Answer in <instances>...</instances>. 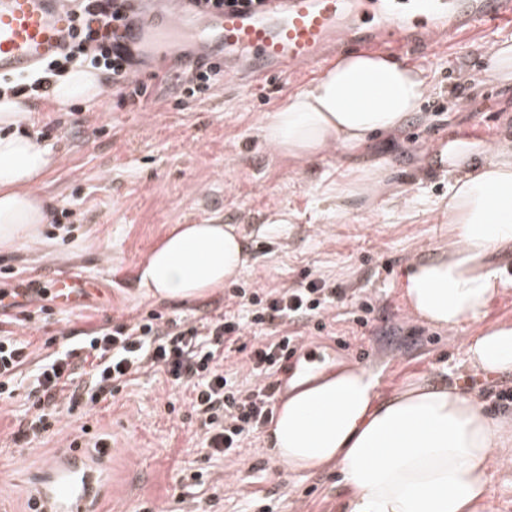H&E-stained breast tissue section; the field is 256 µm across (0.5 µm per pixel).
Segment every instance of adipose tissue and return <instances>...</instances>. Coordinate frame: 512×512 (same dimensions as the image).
<instances>
[{
  "instance_id": "obj_1",
  "label": "adipose tissue",
  "mask_w": 512,
  "mask_h": 512,
  "mask_svg": "<svg viewBox=\"0 0 512 512\" xmlns=\"http://www.w3.org/2000/svg\"><path fill=\"white\" fill-rule=\"evenodd\" d=\"M430 87L420 70L380 53H351L269 113L263 140L298 160L337 151L346 181L336 205L351 211L379 190L356 162L378 132L418 110ZM96 73L72 71L52 87L57 111L100 94ZM23 98L0 97V247L35 240L47 207L33 186L53 167ZM447 176L448 247L412 261L404 299L411 314L454 332L479 319L512 272L495 257L512 244V140L449 138L434 156ZM250 266L237 226L176 224L138 272L147 296L192 301ZM467 358L489 374L512 373V323L471 337ZM274 457L293 473L332 468L338 512H486L496 452L512 447V417L491 415L458 386L416 381L384 395L369 368L339 364L291 380L269 424Z\"/></svg>"
}]
</instances>
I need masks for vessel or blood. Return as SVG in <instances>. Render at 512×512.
Instances as JSON below:
<instances>
[{
  "label": "vessel or blood",
  "mask_w": 512,
  "mask_h": 512,
  "mask_svg": "<svg viewBox=\"0 0 512 512\" xmlns=\"http://www.w3.org/2000/svg\"><path fill=\"white\" fill-rule=\"evenodd\" d=\"M512 22V0H245L211 15L194 31L182 5L130 31L145 47L198 35L214 53L244 58L253 78L296 74L320 65L330 46H372L396 54L430 52L438 43ZM70 44L66 0H0V75L19 76ZM77 273L52 281L56 302L70 308L92 291ZM36 512H97L102 478L86 452L61 453L33 483Z\"/></svg>",
  "instance_id": "1"
}]
</instances>
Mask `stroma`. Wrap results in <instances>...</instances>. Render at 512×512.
Masks as SVG:
<instances>
[{"label":"stroma","mask_w":512,"mask_h":512,"mask_svg":"<svg viewBox=\"0 0 512 512\" xmlns=\"http://www.w3.org/2000/svg\"><path fill=\"white\" fill-rule=\"evenodd\" d=\"M505 41H512V22L457 36L428 54L402 55L431 92L396 132L373 137L361 157L364 165L388 170L387 201L343 216L336 212V186L344 169L335 153L295 163L260 132L267 113L320 69L259 84L245 63L233 62L231 78L208 95L180 99L171 85L158 83L136 112L119 104L105 80L98 99L64 112L51 100H30L39 124L56 128L49 140L54 166L36 192L50 210L68 204L74 213L55 235L1 250L0 286L13 287L19 278L45 284L51 272H78L94 277L98 292L77 310L59 308L17 328L18 338L38 344L63 329L86 331L151 310L191 320L222 312L224 292L190 303L161 300L144 295L137 278L170 226L215 222L239 227L252 260L238 286L291 288L307 273L344 289L333 314L347 343L331 355L328 336H306L303 347L314 362L373 368L385 394L421 377L460 383L474 372L466 339L482 325L512 321V283L482 320L452 334L410 316L402 297L405 269L421 250L448 241V181L429 170L433 149L456 134L484 142L512 136V85L472 80ZM460 99L468 103L462 112L455 108ZM365 299L374 311L360 326L353 314ZM170 393L153 373L142 374L83 421L62 419L54 434L25 448L13 442L25 401L1 400L0 512H29L35 475L78 436L112 446L100 466L106 492L99 512H259L262 503L269 512H336V472H287L270 453L266 432L241 455L207 460L192 441L199 421L188 409L169 411ZM194 471L203 472L205 483L189 493L181 479Z\"/></svg>","instance_id":"35a3bbf8"}]
</instances>
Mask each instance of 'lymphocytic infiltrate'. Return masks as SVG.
<instances>
[{"mask_svg":"<svg viewBox=\"0 0 512 512\" xmlns=\"http://www.w3.org/2000/svg\"><path fill=\"white\" fill-rule=\"evenodd\" d=\"M74 30L69 49L23 76H0V95L48 98L54 77L89 69L111 80L121 104L141 107L151 86L138 74L139 56L125 39L143 13L128 0H69ZM340 290L325 279L299 287L246 292L232 289L237 310L198 321L167 318L152 310L130 322L49 338L52 352L32 361L24 343L0 328V399L27 387L29 420L13 434L29 445L52 433L63 417L83 418L143 372L159 374L200 422L199 445L208 459L237 454L273 418L276 379L304 336L300 322L332 333L327 316ZM242 355L253 381L232 379L224 363Z\"/></svg>","mask_w":512,"mask_h":512,"instance_id":"obj_1","label":"lymphocytic infiltrate"}]
</instances>
